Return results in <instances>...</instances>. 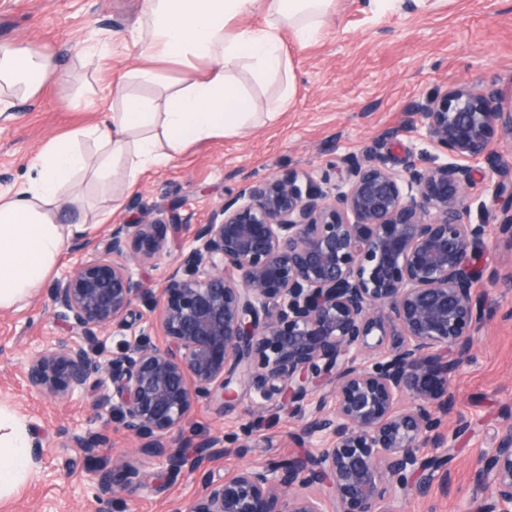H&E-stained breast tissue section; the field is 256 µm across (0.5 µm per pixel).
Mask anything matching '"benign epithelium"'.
<instances>
[{
    "instance_id": "1",
    "label": "benign epithelium",
    "mask_w": 512,
    "mask_h": 512,
    "mask_svg": "<svg viewBox=\"0 0 512 512\" xmlns=\"http://www.w3.org/2000/svg\"><path fill=\"white\" fill-rule=\"evenodd\" d=\"M425 165L401 169L374 148L318 182L288 171L246 183L197 225L161 285L153 323L164 345L124 341L107 366L87 343L130 328L133 267L168 253L161 218L114 224L63 274L52 305L77 339L29 353L24 376L50 397H82L92 375L112 384L124 432L174 473L195 475L185 512H408L438 467L423 448H455L446 426L452 379L469 356L478 311L474 249L497 212L512 235V181L483 174L491 204L467 219L469 161L493 155L505 114L496 85H467L414 105ZM288 404L296 439L315 453L251 462L220 481L208 463L225 439L191 455L169 446L202 400L230 408ZM130 475L95 473V497L121 498ZM485 512H512V422L485 449Z\"/></svg>"
}]
</instances>
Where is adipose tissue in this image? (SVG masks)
Here are the masks:
<instances>
[{
    "instance_id": "ef3b65f1",
    "label": "adipose tissue",
    "mask_w": 512,
    "mask_h": 512,
    "mask_svg": "<svg viewBox=\"0 0 512 512\" xmlns=\"http://www.w3.org/2000/svg\"><path fill=\"white\" fill-rule=\"evenodd\" d=\"M335 0H146L147 27L139 35L142 63L131 76L141 84H164L163 100L123 96L120 111L47 142L30 165L18 194L0 192V310L12 308L39 288L56 266L72 225L62 211L76 201L77 178L99 183L122 179L134 185L144 170L168 164L190 146L236 136L258 118L256 103L235 77L249 68L256 82L279 87L278 105L295 93L296 76L284 56L281 30L298 44L317 39ZM259 11L264 26L231 28ZM190 70L164 83L158 64ZM54 71L52 57L32 45H0V112L14 98L36 97ZM94 142L95 152L81 149ZM36 467L25 422L0 406V500Z\"/></svg>"
}]
</instances>
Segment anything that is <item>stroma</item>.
<instances>
[{"label": "stroma", "instance_id": "1", "mask_svg": "<svg viewBox=\"0 0 512 512\" xmlns=\"http://www.w3.org/2000/svg\"><path fill=\"white\" fill-rule=\"evenodd\" d=\"M141 9L142 0H0V45L34 43L55 62L39 96L16 101L0 115V189L21 190L46 142L111 111L116 87L162 94L161 85L128 78L141 63L131 38ZM281 37L297 85L276 118L262 119L239 136L197 144L141 174L129 190L118 181L103 186L82 178V204L65 214L66 222L83 223L95 242L113 225L159 216L178 203L182 227L168 255L157 266L134 271L142 287L133 303L140 315L134 329L150 343L163 342L146 320L169 266L190 244L196 226L207 223L241 184L291 169L318 179L340 159L374 145L405 166L417 161L421 147L415 102L461 84L493 83L512 93V0H438L429 10L405 0L380 16L364 12L362 0H336L317 40L300 46L289 31ZM77 42L100 47L94 64L74 56ZM85 98L95 101L96 111L74 108V100ZM485 243L475 258L479 277L473 284L482 318L471 356L452 380L455 405L447 424L457 439L447 464L450 481L427 486L410 512H474L481 500L478 460L512 416V235L492 224ZM79 260V253L64 249L40 288L20 306L0 310V405L23 419L31 439L43 445L34 473L0 501V512H115L111 499L94 497L90 476L125 461L136 470L121 506L125 512H178L197 494V480L168 473L165 464L142 452L141 440L126 436L119 421L102 429L99 416L112 409L111 391L50 399L24 377L22 363L31 350L70 337L53 310L51 292ZM298 429L297 418L274 402L258 408L246 397L223 410L204 401L170 444L227 438L228 446L210 465L218 481L252 460L298 455ZM101 432L107 442L95 455L76 448L75 438Z\"/></svg>", "mask_w": 512, "mask_h": 512}]
</instances>
